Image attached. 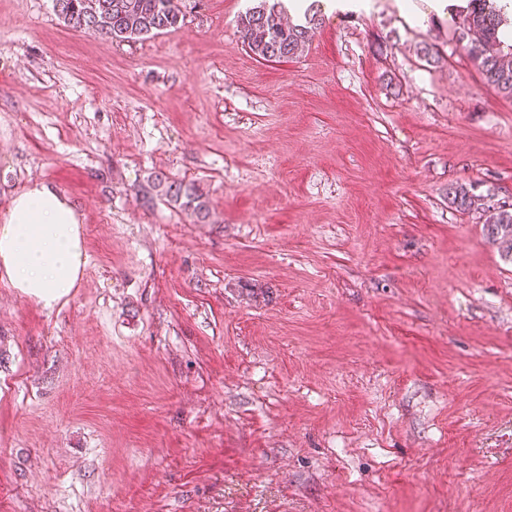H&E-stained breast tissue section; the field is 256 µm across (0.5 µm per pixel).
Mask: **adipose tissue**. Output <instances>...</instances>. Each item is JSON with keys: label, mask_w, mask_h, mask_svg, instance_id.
Here are the masks:
<instances>
[{"label": "adipose tissue", "mask_w": 512, "mask_h": 512, "mask_svg": "<svg viewBox=\"0 0 512 512\" xmlns=\"http://www.w3.org/2000/svg\"><path fill=\"white\" fill-rule=\"evenodd\" d=\"M86 263L73 205L46 185L19 192L0 221V281L46 308L70 294Z\"/></svg>", "instance_id": "adipose-tissue-1"}]
</instances>
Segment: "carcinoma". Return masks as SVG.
I'll return each mask as SVG.
<instances>
[{"instance_id": "obj_1", "label": "carcinoma", "mask_w": 512, "mask_h": 512, "mask_svg": "<svg viewBox=\"0 0 512 512\" xmlns=\"http://www.w3.org/2000/svg\"><path fill=\"white\" fill-rule=\"evenodd\" d=\"M54 10L72 28L97 32L113 40L161 34L183 21L178 0H53ZM281 0H253L240 16L249 52L266 62H280L305 51L321 9L313 0L302 24L284 23ZM453 36L466 43L483 81L498 94L512 100V0H466L450 5ZM165 194L199 221L210 218V209L197 190L181 182L167 183L155 177ZM448 203L463 213L477 212L483 219L486 238L506 257L512 258V208L500 210L489 205L487 196L467 188L448 185Z\"/></svg>"}]
</instances>
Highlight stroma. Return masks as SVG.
I'll return each instance as SVG.
<instances>
[{
	"mask_svg": "<svg viewBox=\"0 0 512 512\" xmlns=\"http://www.w3.org/2000/svg\"><path fill=\"white\" fill-rule=\"evenodd\" d=\"M248 4L0 0V217L48 185L87 255L51 309L0 282V512H512V260L448 202H512V100L449 0H319L281 62ZM54 10L72 28L113 40L161 34L183 21L178 0H53ZM254 3L240 16L249 52L266 62H280L296 57L309 44L314 25L322 20L318 0H313L304 14V24L284 23L285 6L279 0H252ZM165 194L176 204H179L182 209L194 215L198 221H206L210 218V209L206 201L201 199L202 196L197 193L193 186L182 182H167L165 184Z\"/></svg>",
	"mask_w": 512,
	"mask_h": 512,
	"instance_id": "stroma-1",
	"label": "stroma"
}]
</instances>
